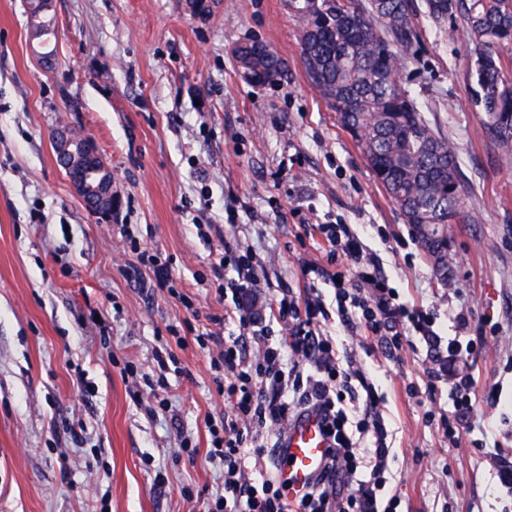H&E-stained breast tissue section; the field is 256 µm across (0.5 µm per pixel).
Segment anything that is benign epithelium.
Listing matches in <instances>:
<instances>
[{
    "mask_svg": "<svg viewBox=\"0 0 512 512\" xmlns=\"http://www.w3.org/2000/svg\"><path fill=\"white\" fill-rule=\"evenodd\" d=\"M245 43L240 42L233 48L238 59L242 77L250 84L269 85L277 79L266 75L257 66L256 59L269 53L264 44L243 50ZM55 149L71 186L83 199L88 211L101 218H109L119 206V199L112 197V171L105 163H98L96 147L89 138H78L66 131L55 136Z\"/></svg>",
    "mask_w": 512,
    "mask_h": 512,
    "instance_id": "obj_1",
    "label": "benign epithelium"
}]
</instances>
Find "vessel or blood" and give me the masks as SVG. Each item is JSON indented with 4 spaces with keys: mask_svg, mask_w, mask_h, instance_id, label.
Masks as SVG:
<instances>
[{
    "mask_svg": "<svg viewBox=\"0 0 512 512\" xmlns=\"http://www.w3.org/2000/svg\"><path fill=\"white\" fill-rule=\"evenodd\" d=\"M330 445L319 410L304 409L289 419L276 454L288 499H298L317 482L327 465Z\"/></svg>",
    "mask_w": 512,
    "mask_h": 512,
    "instance_id": "1",
    "label": "vessel or blood"
}]
</instances>
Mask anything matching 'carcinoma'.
Listing matches in <instances>:
<instances>
[{"mask_svg": "<svg viewBox=\"0 0 512 512\" xmlns=\"http://www.w3.org/2000/svg\"><path fill=\"white\" fill-rule=\"evenodd\" d=\"M313 20L307 2L294 12L301 23L300 57L312 86L360 147L377 184L416 233L431 220L459 214L462 173L456 149L433 127L396 72L417 42L410 0H334ZM437 28L461 19L475 54L472 105L482 114L485 138L512 158V71L501 51L512 47V0H424Z\"/></svg>", "mask_w": 512, "mask_h": 512, "instance_id": "cac0c4a2", "label": "carcinoma"}]
</instances>
